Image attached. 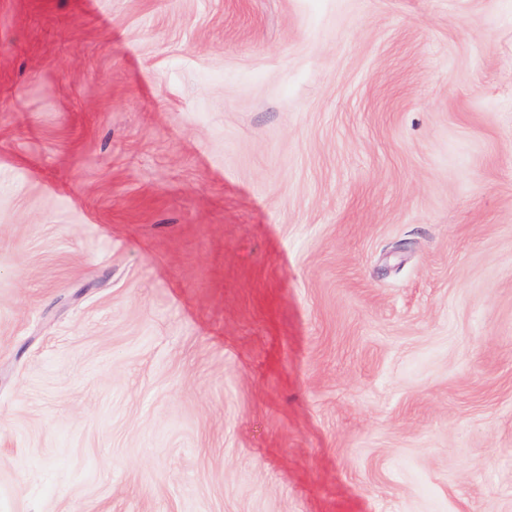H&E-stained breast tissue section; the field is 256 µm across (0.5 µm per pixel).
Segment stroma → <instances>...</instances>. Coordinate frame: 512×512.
<instances>
[{
  "mask_svg": "<svg viewBox=\"0 0 512 512\" xmlns=\"http://www.w3.org/2000/svg\"><path fill=\"white\" fill-rule=\"evenodd\" d=\"M0 512H512V0H0Z\"/></svg>",
  "mask_w": 512,
  "mask_h": 512,
  "instance_id": "35a3bbf8",
  "label": "stroma"
}]
</instances>
